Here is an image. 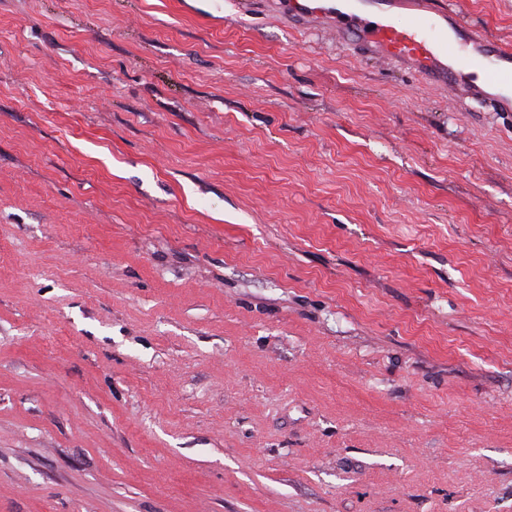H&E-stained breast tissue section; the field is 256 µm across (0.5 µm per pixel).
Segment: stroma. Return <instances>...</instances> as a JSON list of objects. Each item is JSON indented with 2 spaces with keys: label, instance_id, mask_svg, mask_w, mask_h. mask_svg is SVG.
<instances>
[{
  "label": "stroma",
  "instance_id": "1",
  "mask_svg": "<svg viewBox=\"0 0 512 512\" xmlns=\"http://www.w3.org/2000/svg\"><path fill=\"white\" fill-rule=\"evenodd\" d=\"M0 512H512V112L265 0H0Z\"/></svg>",
  "mask_w": 512,
  "mask_h": 512
}]
</instances>
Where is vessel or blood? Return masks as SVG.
Here are the masks:
<instances>
[{
  "instance_id": "obj_1",
  "label": "vessel or blood",
  "mask_w": 512,
  "mask_h": 512,
  "mask_svg": "<svg viewBox=\"0 0 512 512\" xmlns=\"http://www.w3.org/2000/svg\"><path fill=\"white\" fill-rule=\"evenodd\" d=\"M290 15L332 24L373 55L411 66L512 112V42L468 27L446 0H287Z\"/></svg>"
}]
</instances>
